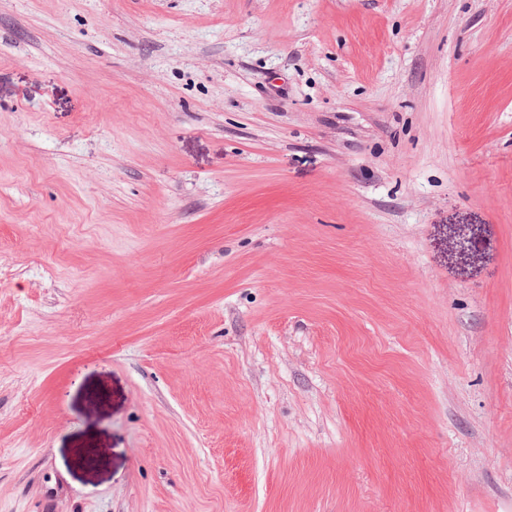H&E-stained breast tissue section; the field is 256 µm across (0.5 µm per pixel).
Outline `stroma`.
<instances>
[{"mask_svg":"<svg viewBox=\"0 0 512 512\" xmlns=\"http://www.w3.org/2000/svg\"><path fill=\"white\" fill-rule=\"evenodd\" d=\"M0 512H512V0H0Z\"/></svg>","mask_w":512,"mask_h":512,"instance_id":"obj_1","label":"stroma"}]
</instances>
